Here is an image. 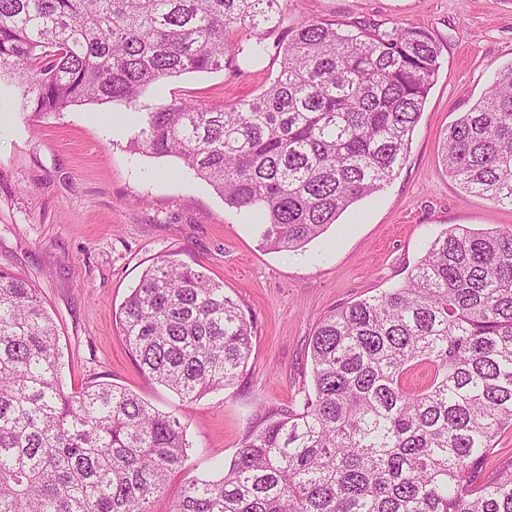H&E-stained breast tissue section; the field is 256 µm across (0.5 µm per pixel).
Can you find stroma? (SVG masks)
<instances>
[{
  "instance_id": "1",
  "label": "stroma",
  "mask_w": 512,
  "mask_h": 512,
  "mask_svg": "<svg viewBox=\"0 0 512 512\" xmlns=\"http://www.w3.org/2000/svg\"><path fill=\"white\" fill-rule=\"evenodd\" d=\"M283 26L369 20L420 27L441 44L440 68L394 180L346 211L299 251L266 248L250 217L224 204L171 156L134 150V110L87 104L42 115L16 112L0 134V269L39 289L59 334L62 378L77 391L97 379L126 387L180 417L194 452L155 504L168 512L183 483L232 459L254 430L312 391L309 342L331 311L399 287L430 241L460 225L512 230V207L464 196L441 159L443 134L512 62V0H281ZM239 76L187 73L146 91L230 104L254 96L279 60L246 56ZM201 265L254 323L252 352L235 383L190 403L145 378L118 313L143 271L167 253Z\"/></svg>"
}]
</instances>
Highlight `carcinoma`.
<instances>
[{
    "mask_svg": "<svg viewBox=\"0 0 512 512\" xmlns=\"http://www.w3.org/2000/svg\"><path fill=\"white\" fill-rule=\"evenodd\" d=\"M281 0H0V81L20 112L132 106L167 78L280 58L258 95L138 116L131 144L174 156L261 240L298 251L407 157L440 67L428 31L312 20L270 44ZM442 160L467 194L512 206V63L448 127ZM140 372L184 401L234 384L253 321L169 253L119 311ZM55 322L0 270V512H155L191 444L180 419L92 380L65 390ZM313 393L186 481L170 512H512V466L482 477L512 429V232L450 227L398 288L328 314L310 340ZM426 365V384L409 373Z\"/></svg>",
    "mask_w": 512,
    "mask_h": 512,
    "instance_id": "carcinoma-1",
    "label": "carcinoma"
}]
</instances>
